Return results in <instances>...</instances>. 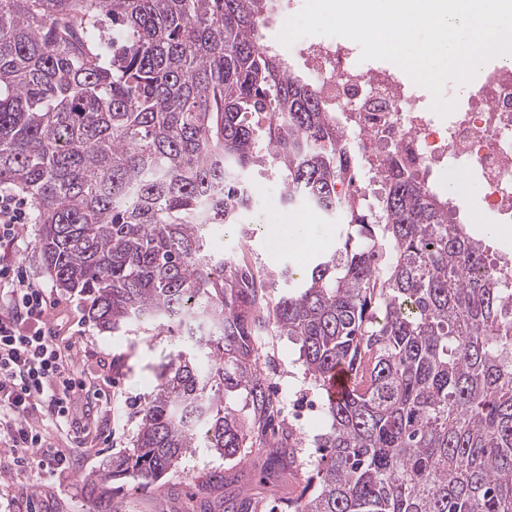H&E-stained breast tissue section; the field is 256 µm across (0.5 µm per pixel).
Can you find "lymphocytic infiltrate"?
Instances as JSON below:
<instances>
[{
    "label": "lymphocytic infiltrate",
    "mask_w": 512,
    "mask_h": 512,
    "mask_svg": "<svg viewBox=\"0 0 512 512\" xmlns=\"http://www.w3.org/2000/svg\"><path fill=\"white\" fill-rule=\"evenodd\" d=\"M29 219L24 199L0 191V447L10 450L15 466L39 477L66 465L51 453L43 423H68L85 384L56 337L29 327L55 303L16 258L20 227Z\"/></svg>",
    "instance_id": "f902f5d3"
}]
</instances>
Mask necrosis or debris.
I'll list each match as a JSON object with an SVG mask.
<instances>
[{
    "mask_svg": "<svg viewBox=\"0 0 512 512\" xmlns=\"http://www.w3.org/2000/svg\"><path fill=\"white\" fill-rule=\"evenodd\" d=\"M290 72L309 80L343 130L369 185L380 168L394 165L428 173L433 188L443 178L465 197L478 185L500 229L512 230V68L495 66L479 82L449 83L454 109L432 108V94L392 70L360 61L340 39L269 42Z\"/></svg>",
    "mask_w": 512,
    "mask_h": 512,
    "instance_id": "4bbe7bcc",
    "label": "necrosis or debris"
}]
</instances>
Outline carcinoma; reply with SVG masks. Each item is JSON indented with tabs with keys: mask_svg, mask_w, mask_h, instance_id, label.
<instances>
[{
	"mask_svg": "<svg viewBox=\"0 0 512 512\" xmlns=\"http://www.w3.org/2000/svg\"><path fill=\"white\" fill-rule=\"evenodd\" d=\"M269 0H0V185L37 212L56 288L104 331L146 322L184 344L95 489L176 469L198 439L247 430L224 395L270 402L253 368L272 327L300 344L330 427L286 512H512V290L448 199L386 170L356 186L336 121L262 47ZM271 170L284 203L339 224L336 249L278 272L227 259L216 225ZM287 286L275 303L256 284Z\"/></svg>",
	"mask_w": 512,
	"mask_h": 512,
	"instance_id": "1",
	"label": "carcinoma"
}]
</instances>
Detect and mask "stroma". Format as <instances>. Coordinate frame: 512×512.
Returning <instances> with one entry per match:
<instances>
[{
  "label": "stroma",
  "instance_id": "obj_1",
  "mask_svg": "<svg viewBox=\"0 0 512 512\" xmlns=\"http://www.w3.org/2000/svg\"><path fill=\"white\" fill-rule=\"evenodd\" d=\"M255 199L241 224L251 237L242 241L238 226L225 225L219 245L225 254L248 245L258 266L276 270L290 260L276 251L267 232L271 223L293 218L283 201L280 180L261 169L249 172ZM469 233L489 245L491 253H512V237L487 234L491 223L478 186H471L456 205ZM68 348V361L89 386L80 398L75 422L49 428L56 448L67 457L69 471L60 476L30 477L22 470L0 472V496L15 499L12 512H99L98 495L89 494L86 479L102 469L112 455L131 447L139 427L138 412L151 395L160 366L174 351V338L150 325L118 332L101 331L85 312L80 296L57 294L46 317ZM257 366L273 411L254 413L245 391L229 394L226 405L249 427L238 457L227 459L199 447L180 466L153 482L137 486L113 483L112 512H281L298 495L307 474L300 460L319 456L317 442L328 429L319 403L320 392L309 381L297 345L269 332L259 337Z\"/></svg>",
  "mask_w": 512,
  "mask_h": 512
}]
</instances>
